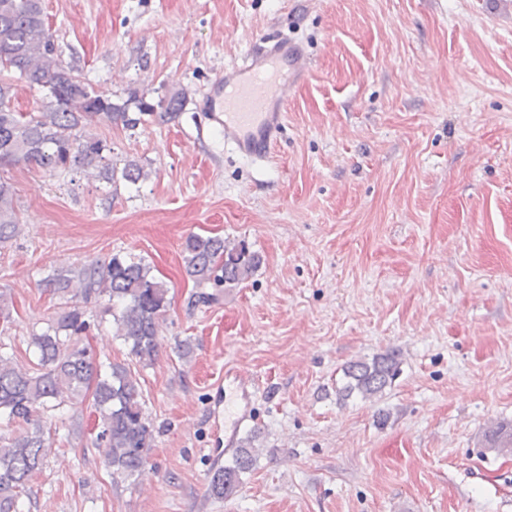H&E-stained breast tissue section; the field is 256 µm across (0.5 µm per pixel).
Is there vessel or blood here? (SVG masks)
Segmentation results:
<instances>
[{
    "instance_id": "obj_1",
    "label": "vessel or blood",
    "mask_w": 512,
    "mask_h": 512,
    "mask_svg": "<svg viewBox=\"0 0 512 512\" xmlns=\"http://www.w3.org/2000/svg\"><path fill=\"white\" fill-rule=\"evenodd\" d=\"M309 64L306 52L290 40L264 39L241 65L225 70L203 100L209 124L221 127L241 156H268L284 128L288 101ZM254 394V383L238 375L225 385L226 450L237 447L241 427L252 420Z\"/></svg>"
}]
</instances>
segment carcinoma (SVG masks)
I'll list each match as a JSON object with an SVG mask.
<instances>
[{
  "label": "carcinoma",
  "mask_w": 512,
  "mask_h": 512,
  "mask_svg": "<svg viewBox=\"0 0 512 512\" xmlns=\"http://www.w3.org/2000/svg\"><path fill=\"white\" fill-rule=\"evenodd\" d=\"M14 73L29 88L45 93L47 103L40 111L24 113L12 107ZM183 99V92L176 90L153 104L132 91L119 102L96 91L63 59L42 0H0V169L19 163L50 173L98 168L111 180L115 169L101 166L106 144L90 133L88 125L97 119L130 129L144 116L172 119ZM18 224L12 186L0 178L1 244L14 237ZM183 259L186 274L201 288H235L263 262L243 240L235 243L199 234L186 237ZM46 286L62 295L73 290L87 302L108 297L115 335L129 345L139 366L155 364L168 288L143 259L114 255L77 272L56 273ZM88 328L83 308L66 303L42 332L32 335L35 361L23 366L0 355V424L15 428L0 435V512H20L23 498L30 495V479L43 468L51 449L39 411L58 409L88 391L112 479L126 480L147 464L156 428L145 413L139 377L122 363L96 359L82 343ZM399 365L393 352L369 362L356 361L346 368L347 382L339 395L345 399L356 393L370 400L397 376ZM488 440L501 452L512 451V433L501 426L488 431ZM254 452L251 446L240 448L235 465L212 475L210 494L220 499L234 494Z\"/></svg>",
  "instance_id": "cac0c4a2"
}]
</instances>
